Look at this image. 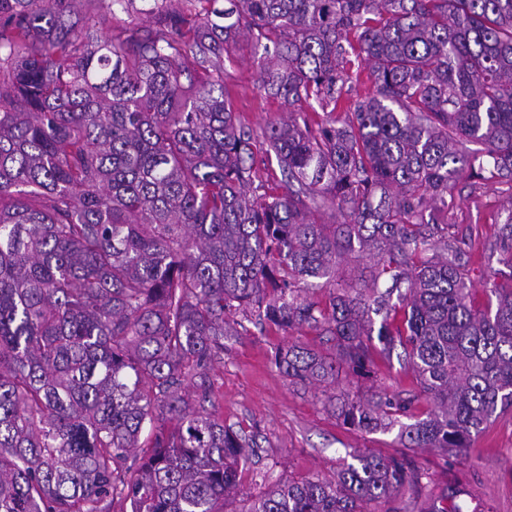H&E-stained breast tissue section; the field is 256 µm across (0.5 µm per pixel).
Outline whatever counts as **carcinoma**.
Listing matches in <instances>:
<instances>
[{"label": "carcinoma", "mask_w": 512, "mask_h": 512, "mask_svg": "<svg viewBox=\"0 0 512 512\" xmlns=\"http://www.w3.org/2000/svg\"><path fill=\"white\" fill-rule=\"evenodd\" d=\"M134 2L0 0V512H224L252 442L211 376L231 314L334 336L333 354L277 351L295 383L368 376L373 340L403 346L419 393L340 394L362 431L432 404L396 453L278 479L240 512L422 495L418 449L462 459L512 407V289L479 309L468 253L432 254L457 181L512 185V0H152L153 28L90 34ZM247 32L260 88L290 108L334 112L353 59L372 67L342 125L268 126L281 194L248 195L252 130L224 99ZM325 208L341 220L317 222ZM500 238L512 267V207ZM365 252L370 282L337 277ZM312 279L328 303L302 295ZM460 494L429 512H463Z\"/></svg>", "instance_id": "obj_1"}]
</instances>
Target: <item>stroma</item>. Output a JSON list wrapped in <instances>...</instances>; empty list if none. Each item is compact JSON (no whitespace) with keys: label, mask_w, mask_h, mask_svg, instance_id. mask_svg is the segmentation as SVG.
<instances>
[{"label":"stroma","mask_w":512,"mask_h":512,"mask_svg":"<svg viewBox=\"0 0 512 512\" xmlns=\"http://www.w3.org/2000/svg\"><path fill=\"white\" fill-rule=\"evenodd\" d=\"M260 71L252 41H240L231 63L224 66V96L237 117L253 130L260 180L280 193L284 181L278 164L262 163L264 132L270 121L285 116L288 109L260 90ZM511 195L507 185L464 179L456 184L454 204L441 218L449 234L472 253L473 294L480 306L487 304L493 285L512 286V268L503 263L498 243ZM294 341L320 352L334 349L333 340L322 330L306 327L286 334L254 327L246 335L225 337L224 362L213 372L225 424L255 436L259 446L253 465L243 473L242 484L250 494L261 491L259 474L263 471L275 479L316 474L329 478L353 454L370 450L388 455L400 447L396 430L365 433L345 425L316 386L291 383L277 368L274 356L278 348ZM372 359L375 381L359 382L342 373L336 390L368 397L415 388L413 374L398 355L376 352ZM417 462L428 473L425 496L400 492L388 502L389 512H422L453 481L460 482L464 490L460 498L464 512H512V408L497 414L472 436L466 462L435 450L420 453Z\"/></svg>","instance_id":"obj_1"}]
</instances>
